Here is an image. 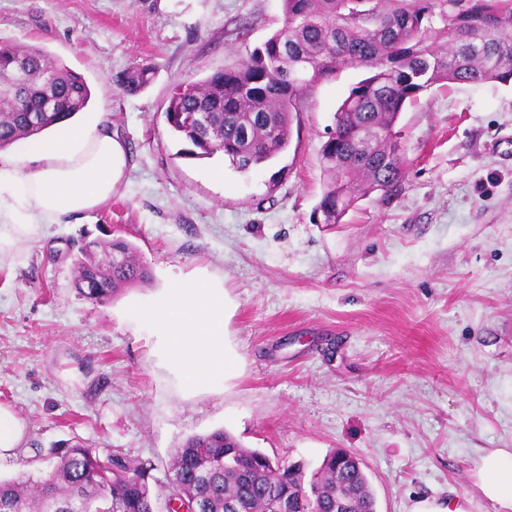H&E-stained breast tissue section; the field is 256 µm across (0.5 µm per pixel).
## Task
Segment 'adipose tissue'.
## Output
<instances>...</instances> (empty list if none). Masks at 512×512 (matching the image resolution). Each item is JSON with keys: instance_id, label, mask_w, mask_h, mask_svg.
Masks as SVG:
<instances>
[{"instance_id": "1", "label": "adipose tissue", "mask_w": 512, "mask_h": 512, "mask_svg": "<svg viewBox=\"0 0 512 512\" xmlns=\"http://www.w3.org/2000/svg\"><path fill=\"white\" fill-rule=\"evenodd\" d=\"M131 161L128 147L104 115L62 122L0 151V259L20 240L47 224L107 205ZM129 317L159 340L167 367L182 392L199 396L224 387L231 357L224 340V284L193 274L133 303ZM476 476L482 496L512 512V448H495L480 459Z\"/></svg>"}]
</instances>
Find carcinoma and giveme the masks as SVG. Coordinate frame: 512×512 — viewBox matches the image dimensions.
<instances>
[{
    "label": "carcinoma",
    "mask_w": 512,
    "mask_h": 512,
    "mask_svg": "<svg viewBox=\"0 0 512 512\" xmlns=\"http://www.w3.org/2000/svg\"><path fill=\"white\" fill-rule=\"evenodd\" d=\"M282 9V27L247 57L177 84L165 116L191 145L183 154H221L247 172L288 150L311 88L347 67L366 68L319 150L327 179L315 212L324 224L396 188L405 157L395 126L421 92L438 83H512V0H282ZM440 32L445 49L432 41ZM151 77L142 65L121 84L137 91ZM89 98L84 78L43 49L0 41V149L82 111ZM150 279L136 247L120 238L84 240L73 254V287L90 301ZM38 458L49 466L45 476L0 480V512H156L162 500L201 512H267L275 496L290 512H336L339 496L343 512L376 509L350 452H330L308 478L303 465L274 461L222 429L187 438L162 480L77 437Z\"/></svg>",
    "instance_id": "1"
}]
</instances>
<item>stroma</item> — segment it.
<instances>
[{"mask_svg": "<svg viewBox=\"0 0 512 512\" xmlns=\"http://www.w3.org/2000/svg\"><path fill=\"white\" fill-rule=\"evenodd\" d=\"M284 22L282 0H0V40L81 74L131 154L97 212L48 224L0 261V403L26 424L0 479L46 472L37 448L81 438L163 477L188 437L216 429L315 470L363 464L376 512L456 492L475 512L476 464L512 448V86L437 84L401 114L405 175L392 195L319 224V149L367 74L318 84L288 151L247 173L184 156L165 111L181 82L233 64ZM148 65L136 92L119 78ZM132 242L152 282L96 303L71 284L72 242ZM223 280V390L183 396L148 329L124 316L193 272Z\"/></svg>", "mask_w": 512, "mask_h": 512, "instance_id": "obj_1", "label": "stroma"}]
</instances>
